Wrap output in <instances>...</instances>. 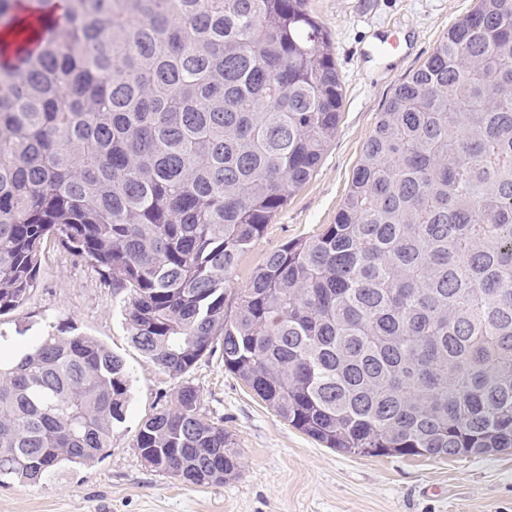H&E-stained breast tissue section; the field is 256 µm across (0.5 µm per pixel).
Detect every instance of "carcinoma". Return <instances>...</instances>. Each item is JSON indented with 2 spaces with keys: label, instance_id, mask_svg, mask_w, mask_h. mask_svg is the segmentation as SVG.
<instances>
[{
  "label": "carcinoma",
  "instance_id": "1",
  "mask_svg": "<svg viewBox=\"0 0 512 512\" xmlns=\"http://www.w3.org/2000/svg\"><path fill=\"white\" fill-rule=\"evenodd\" d=\"M0 0V316L53 241L127 293L131 342L181 380L134 447L194 485L239 473L185 380L224 367L326 448H512V0H477L393 92L336 222L241 258L311 178L343 90L308 0ZM125 361L49 333L0 360V482L110 447Z\"/></svg>",
  "mask_w": 512,
  "mask_h": 512
}]
</instances>
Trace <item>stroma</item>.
I'll use <instances>...</instances> for the list:
<instances>
[{"label":"stroma","instance_id":"35a3bbf8","mask_svg":"<svg viewBox=\"0 0 512 512\" xmlns=\"http://www.w3.org/2000/svg\"><path fill=\"white\" fill-rule=\"evenodd\" d=\"M476 0H309L328 30L343 104L335 138L312 178L241 259L239 288L267 254L334 223L363 146L394 89L432 53ZM400 40L374 59L360 50L374 33ZM77 328L122 356L132 375L125 420L92 465L45 483L0 484V512H512V449L480 457H362L323 447L295 429L225 369L220 354L189 373L200 416L223 426L240 454L239 473L220 485L188 486L155 471L133 442L141 423L170 400L178 382L145 362L130 342L122 297L90 264L51 244L26 304L0 316L10 336L0 357L21 353L49 326Z\"/></svg>","mask_w":512,"mask_h":512}]
</instances>
